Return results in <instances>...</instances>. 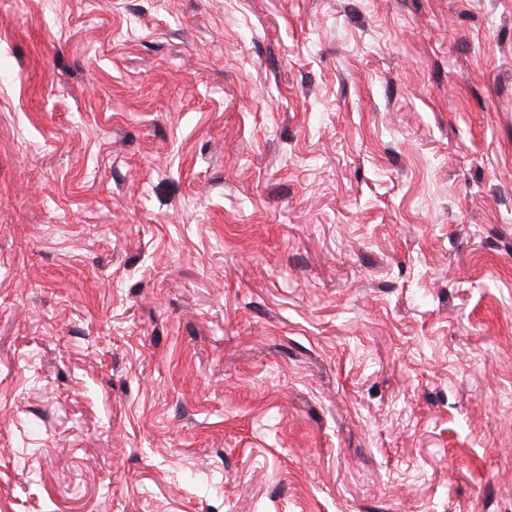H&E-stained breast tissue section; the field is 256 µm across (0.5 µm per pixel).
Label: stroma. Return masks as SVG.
I'll return each instance as SVG.
<instances>
[{
    "instance_id": "obj_1",
    "label": "stroma",
    "mask_w": 512,
    "mask_h": 512,
    "mask_svg": "<svg viewBox=\"0 0 512 512\" xmlns=\"http://www.w3.org/2000/svg\"><path fill=\"white\" fill-rule=\"evenodd\" d=\"M0 512H512V0H0Z\"/></svg>"
}]
</instances>
